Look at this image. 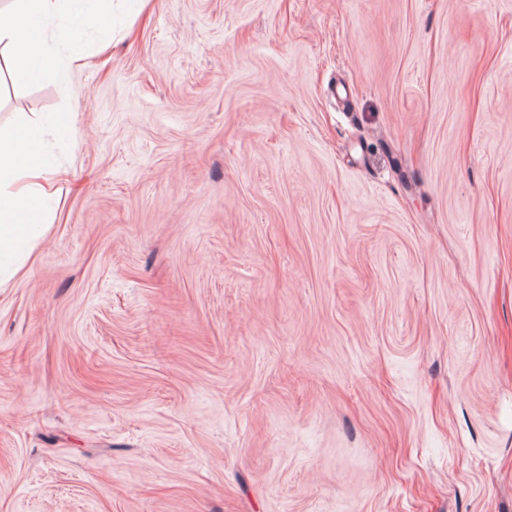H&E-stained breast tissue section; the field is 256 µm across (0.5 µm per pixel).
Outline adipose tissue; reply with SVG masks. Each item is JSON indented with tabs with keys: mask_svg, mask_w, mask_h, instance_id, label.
<instances>
[{
	"mask_svg": "<svg viewBox=\"0 0 512 512\" xmlns=\"http://www.w3.org/2000/svg\"><path fill=\"white\" fill-rule=\"evenodd\" d=\"M63 2L17 0L13 22L0 23V44L12 42L17 22L28 17L59 27L71 24L73 12ZM49 174L32 129L0 126V276L17 273L21 256L30 248L33 227L27 208L48 197Z\"/></svg>",
	"mask_w": 512,
	"mask_h": 512,
	"instance_id": "ef3b65f1",
	"label": "adipose tissue"
}]
</instances>
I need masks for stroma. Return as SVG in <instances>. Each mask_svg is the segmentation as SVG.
Here are the masks:
<instances>
[{
    "instance_id": "obj_1",
    "label": "stroma",
    "mask_w": 512,
    "mask_h": 512,
    "mask_svg": "<svg viewBox=\"0 0 512 512\" xmlns=\"http://www.w3.org/2000/svg\"><path fill=\"white\" fill-rule=\"evenodd\" d=\"M12 82L67 172L0 284V512H512V0H92Z\"/></svg>"
}]
</instances>
